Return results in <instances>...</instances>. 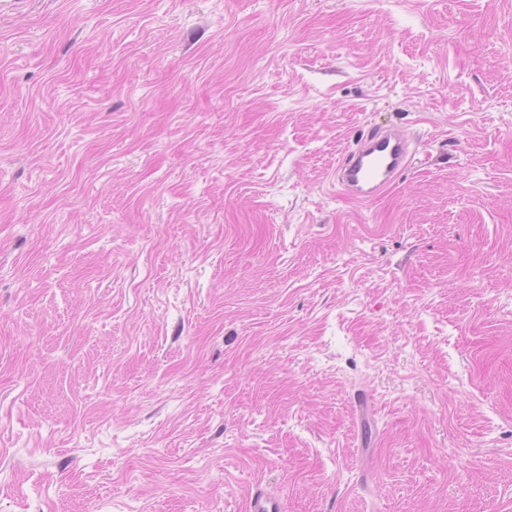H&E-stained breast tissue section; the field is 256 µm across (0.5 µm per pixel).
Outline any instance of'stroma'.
<instances>
[{
    "label": "stroma",
    "instance_id": "35a3bbf8",
    "mask_svg": "<svg viewBox=\"0 0 512 512\" xmlns=\"http://www.w3.org/2000/svg\"><path fill=\"white\" fill-rule=\"evenodd\" d=\"M259 488L512 512V0H0V512ZM410 140L397 128L362 137L336 168V187L360 203L375 200L409 166Z\"/></svg>",
    "mask_w": 512,
    "mask_h": 512
}]
</instances>
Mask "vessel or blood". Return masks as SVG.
<instances>
[{
	"label": "vessel or blood",
	"instance_id": "vessel-or-blood-1",
	"mask_svg": "<svg viewBox=\"0 0 512 512\" xmlns=\"http://www.w3.org/2000/svg\"><path fill=\"white\" fill-rule=\"evenodd\" d=\"M410 140L396 128L374 131L362 137L336 168V187L361 203L375 200L395 184L409 166Z\"/></svg>",
	"mask_w": 512,
	"mask_h": 512
}]
</instances>
